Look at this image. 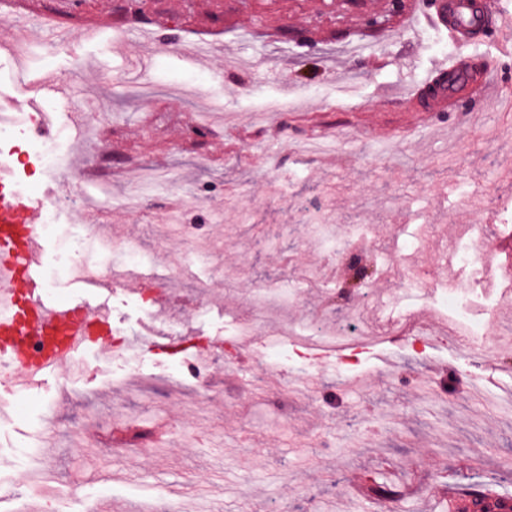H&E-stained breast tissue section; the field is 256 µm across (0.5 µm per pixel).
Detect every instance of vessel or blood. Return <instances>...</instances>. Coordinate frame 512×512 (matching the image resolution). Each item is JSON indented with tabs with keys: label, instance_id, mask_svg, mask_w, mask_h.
<instances>
[{
	"label": "vessel or blood",
	"instance_id": "vessel-or-blood-1",
	"mask_svg": "<svg viewBox=\"0 0 512 512\" xmlns=\"http://www.w3.org/2000/svg\"><path fill=\"white\" fill-rule=\"evenodd\" d=\"M427 15L460 48L484 36L512 40V12L486 0H434ZM441 70L468 82L476 103L495 73L487 67L470 74L463 56ZM14 179V169L0 151V363L13 366L16 377L31 379L85 355L95 328L108 323L110 315L104 304L86 296H75L63 306L46 298L41 276L46 248L34 221L43 202L14 190ZM32 338L38 341L33 348L28 345Z\"/></svg>",
	"mask_w": 512,
	"mask_h": 512
}]
</instances>
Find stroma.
<instances>
[{
    "mask_svg": "<svg viewBox=\"0 0 512 512\" xmlns=\"http://www.w3.org/2000/svg\"><path fill=\"white\" fill-rule=\"evenodd\" d=\"M421 2L150 0L132 14L125 0L80 13L28 0L73 39L32 44L27 70L69 83L24 103L0 56V105L26 127L47 118L59 155L121 168L92 207L139 247L141 276L92 242L117 278L100 340L158 326L170 346L0 385V512L46 505L35 471L74 489L60 512L103 497L143 512H457L442 491L464 485L512 497V408L498 399L512 313L497 308L469 356L439 298L461 287L490 308L501 288L446 257L475 224L484 245L512 244V43L465 49L499 69L483 104L403 110L457 52ZM161 25L148 46L142 31ZM200 37L213 55L198 65ZM316 139L331 152H309ZM344 317L364 335L337 360L288 341L266 361L271 338ZM259 321L265 334L242 336ZM186 341L210 348L211 368L182 393ZM370 476L392 498L370 494Z\"/></svg>",
    "mask_w": 512,
    "mask_h": 512,
    "instance_id": "obj_1",
    "label": "stroma"
}]
</instances>
